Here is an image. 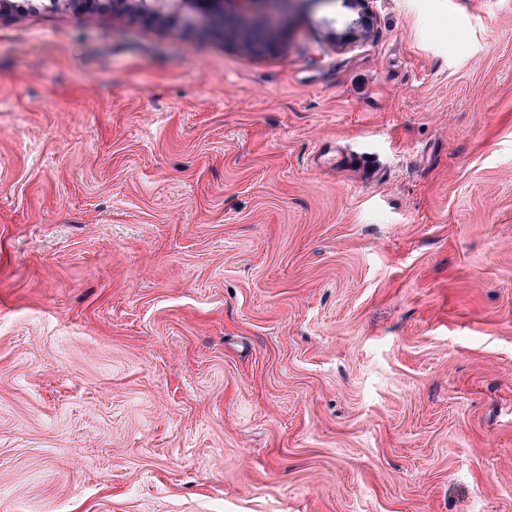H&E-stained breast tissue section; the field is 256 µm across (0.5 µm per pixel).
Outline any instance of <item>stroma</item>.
Here are the masks:
<instances>
[{
    "mask_svg": "<svg viewBox=\"0 0 512 512\" xmlns=\"http://www.w3.org/2000/svg\"><path fill=\"white\" fill-rule=\"evenodd\" d=\"M282 10L0 15V512H512V0ZM181 2L195 8V12L184 19L187 26L195 25L207 31H224V33L228 30H238L248 36L261 33V30L254 28L246 18L229 20L224 15V0H183ZM367 0H349L346 3L349 7L356 12L357 18H354L347 26V31L341 38L354 37L359 34L367 32L368 29V12H367Z\"/></svg>",
    "mask_w": 512,
    "mask_h": 512,
    "instance_id": "35a3bbf8",
    "label": "stroma"
}]
</instances>
